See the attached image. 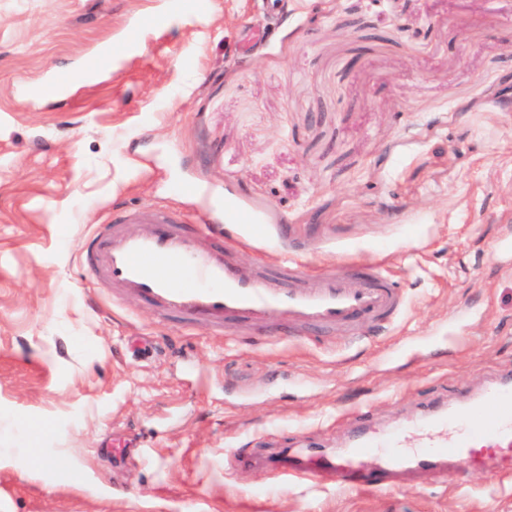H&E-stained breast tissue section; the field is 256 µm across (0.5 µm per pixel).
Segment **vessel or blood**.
Instances as JSON below:
<instances>
[{"label":"vessel or blood","instance_id":"1","mask_svg":"<svg viewBox=\"0 0 512 512\" xmlns=\"http://www.w3.org/2000/svg\"><path fill=\"white\" fill-rule=\"evenodd\" d=\"M138 224L130 232L128 223ZM89 278L113 299L132 296L164 320L217 334L229 327L262 330L278 322L297 333L359 335L361 328L397 320L405 300L394 279L376 266H354V280L336 268L308 275L302 261L283 258L246 267L224 234L207 226L188 230L170 213L146 209L128 220L98 225L85 251ZM430 439L418 453L400 450L402 430L360 435L347 457H265L273 473L305 480L337 474L342 484L372 489L403 470L427 471L441 460L466 464L485 448L512 447V380L488 386L476 404L426 411Z\"/></svg>","mask_w":512,"mask_h":512}]
</instances>
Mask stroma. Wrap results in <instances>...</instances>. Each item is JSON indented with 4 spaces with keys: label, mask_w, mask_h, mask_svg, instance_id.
<instances>
[{
    "label": "stroma",
    "mask_w": 512,
    "mask_h": 512,
    "mask_svg": "<svg viewBox=\"0 0 512 512\" xmlns=\"http://www.w3.org/2000/svg\"><path fill=\"white\" fill-rule=\"evenodd\" d=\"M506 75L512 0H0V512H512L507 448L364 491L237 462L342 454L359 418L411 450L512 371ZM145 208L249 266H382L405 311L352 342L180 328L81 267Z\"/></svg>",
    "instance_id": "obj_1"
}]
</instances>
